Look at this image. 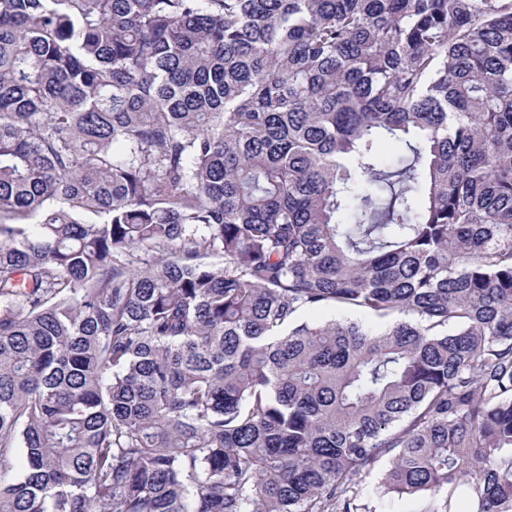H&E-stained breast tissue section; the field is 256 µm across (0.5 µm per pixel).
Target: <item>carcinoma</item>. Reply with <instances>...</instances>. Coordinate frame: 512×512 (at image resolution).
<instances>
[{
  "mask_svg": "<svg viewBox=\"0 0 512 512\" xmlns=\"http://www.w3.org/2000/svg\"><path fill=\"white\" fill-rule=\"evenodd\" d=\"M371 477L512 512V0H0V512Z\"/></svg>",
  "mask_w": 512,
  "mask_h": 512,
  "instance_id": "carcinoma-1",
  "label": "carcinoma"
}]
</instances>
